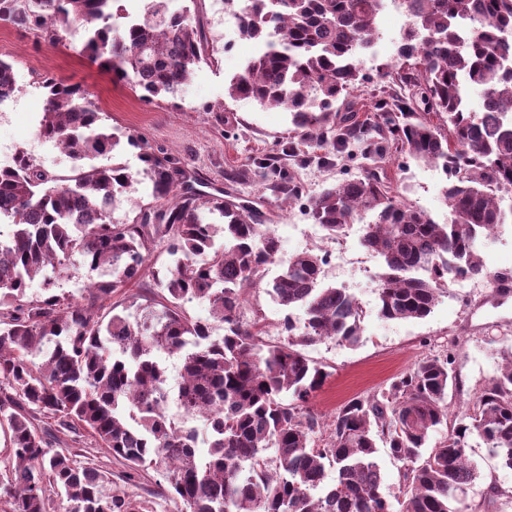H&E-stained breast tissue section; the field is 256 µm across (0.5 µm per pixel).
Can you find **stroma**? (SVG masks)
<instances>
[{"label":"stroma","mask_w":512,"mask_h":512,"mask_svg":"<svg viewBox=\"0 0 512 512\" xmlns=\"http://www.w3.org/2000/svg\"><path fill=\"white\" fill-rule=\"evenodd\" d=\"M169 6L175 12L189 10L192 17L200 19L213 49V61L201 65L176 94L150 103L141 101L128 84L113 82L111 75L92 64L82 51L80 39L65 35L54 42L46 33L0 21V54L9 55L13 62L18 86L14 98L0 111V152L31 151L37 163L58 174H70L71 160L38 136L46 99L41 82L54 76L81 85L101 102L105 125L121 139L115 162L126 166L136 178L114 208L113 221L132 222L140 208L154 203L152 185L143 174L141 154L146 150L188 164L204 192L226 190L254 200L281 243L280 261L266 267L265 280H272L282 261L295 253L311 250L324 254L328 262L323 267V284L347 289L366 312L357 347L331 341L307 347V355L328 373L322 389L310 399V409L322 419H330L350 398L377 393L419 360L451 351L455 354L456 379L448 388V420L430 437L431 442L441 441L449 427L471 413L480 388L496 375L512 349V297L501 299L493 286L494 275L512 273V223L476 243L486 276L449 284L427 318L405 321L379 317L375 304L381 260L361 247L360 224L347 226L338 238H328L313 224L307 201L323 189L379 165L407 203L443 224L448 220V207L442 169L398 154L376 161L363 156L352 142L333 151L302 144L285 108L262 107L228 97V81L241 72L256 47L238 37L225 41L224 30L235 20L225 12L224 0H170ZM376 27L378 37L360 56L363 72L371 76L379 67L397 63L395 42L402 35L400 25L384 15L377 17ZM131 135L142 138L144 147L130 145L127 138ZM292 143L297 144V151H289ZM273 153L279 156V168L300 183L301 199L287 201L273 196L266 182L257 177L243 184L228 181L231 169L257 167ZM246 298L245 319L261 320L267 327L268 341H279L283 308L260 288L248 291ZM87 456L111 472L113 488L148 501L152 512H177L156 471L150 469L129 480L122 462L106 451L91 449ZM468 456L478 472L468 491L469 502H482L494 486L506 493L498 501L499 512H512V469L503 466L476 438L470 442Z\"/></svg>","instance_id":"obj_1"}]
</instances>
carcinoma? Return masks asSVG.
<instances>
[{"mask_svg":"<svg viewBox=\"0 0 512 512\" xmlns=\"http://www.w3.org/2000/svg\"><path fill=\"white\" fill-rule=\"evenodd\" d=\"M118 2L0 0V19L82 35L88 58L146 102L175 93L212 62L203 23L190 11L148 0L140 16L119 9L126 22L116 31L109 20ZM403 4L409 24L398 63L377 70L379 99L363 118L349 96L366 82L359 55L376 36L382 0H224L239 36L263 46L229 80V98L284 106L301 138L319 148L352 140L369 155L394 151L438 165L449 179L446 224L397 200L376 171L311 202L313 223L329 237L363 224L362 245L382 259L376 311L387 320L424 319L448 279L488 276L475 242L504 224L498 195L512 191V0ZM41 87L38 135L64 150L75 175L49 171L23 150L12 168H0V429L10 460L0 470V512H150L112 489L76 446L122 460L128 480L159 472L180 512H471L470 439L512 468V352L478 393L469 421L432 448L431 434L448 420L451 351L322 421L307 404L329 374L303 348L357 345L364 317L352 294L322 285L326 257L296 253L266 283L286 314L283 339L264 341L265 327L242 318L245 291L278 261L280 241L252 201L202 194L179 162L145 153L157 204L131 224L113 222L108 202L135 178L92 160L118 139L84 89L55 77ZM407 87L420 91L424 111L412 110ZM474 87L479 112L467 106ZM16 89L14 66L0 57V103ZM261 168L276 177L273 191L301 195L274 164ZM205 211L224 224L203 222ZM160 241L175 257L154 277L161 300L134 318L117 311L112 296L143 278ZM76 255L108 271L86 289L95 312L57 292ZM35 285L40 292L29 293ZM194 300L208 303L210 319L187 315ZM214 321L223 336H212ZM165 357L179 362L174 388ZM195 418L207 428L202 441L188 425ZM54 430L70 434L73 450L51 451ZM382 448L400 464L397 511L382 491Z\"/></svg>","mask_w":512,"mask_h":512,"instance_id":"carcinoma-1","label":"carcinoma"}]
</instances>
